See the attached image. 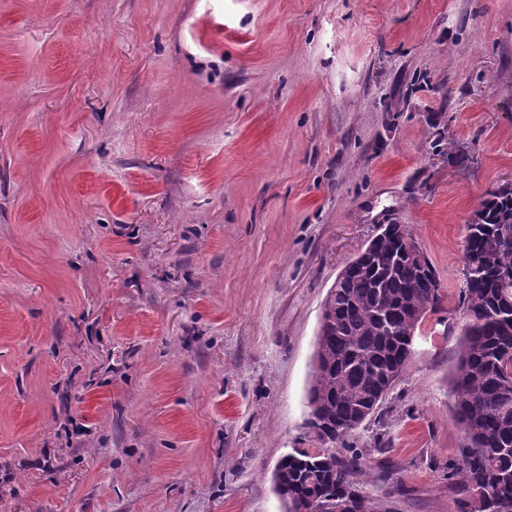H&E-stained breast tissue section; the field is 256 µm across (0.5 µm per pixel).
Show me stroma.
<instances>
[{"mask_svg": "<svg viewBox=\"0 0 512 512\" xmlns=\"http://www.w3.org/2000/svg\"><path fill=\"white\" fill-rule=\"evenodd\" d=\"M512 183V0H0V512H284L344 263L403 224L439 310L355 431L457 512L466 226Z\"/></svg>", "mask_w": 512, "mask_h": 512, "instance_id": "35a3bbf8", "label": "stroma"}]
</instances>
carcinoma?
<instances>
[{
  "label": "carcinoma",
  "mask_w": 512,
  "mask_h": 512,
  "mask_svg": "<svg viewBox=\"0 0 512 512\" xmlns=\"http://www.w3.org/2000/svg\"><path fill=\"white\" fill-rule=\"evenodd\" d=\"M473 223L512 224V187L489 193ZM405 243H413L412 234L394 225L377 239L374 260L356 262L324 302L309 405L320 422L314 435L326 448L297 450L281 461L288 512H331L343 484L353 491V512H383L359 488L363 461L349 443L351 421L358 413L370 418L403 378L420 314L442 301L432 264L422 270L404 253ZM487 265L512 271V242ZM460 304L468 323L449 394L466 443L448 478L466 494L459 512H512V280L479 275L463 283Z\"/></svg>",
  "instance_id": "carcinoma-1"
}]
</instances>
